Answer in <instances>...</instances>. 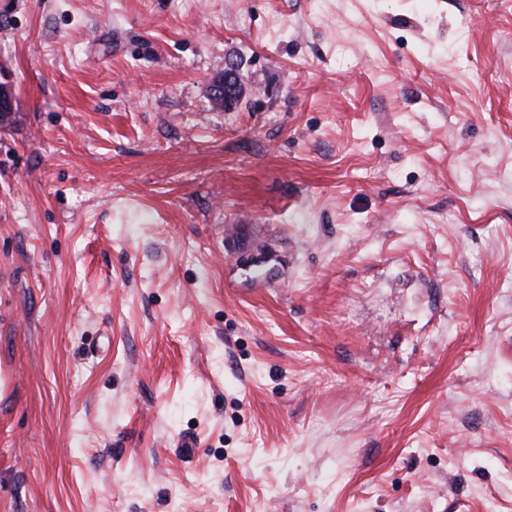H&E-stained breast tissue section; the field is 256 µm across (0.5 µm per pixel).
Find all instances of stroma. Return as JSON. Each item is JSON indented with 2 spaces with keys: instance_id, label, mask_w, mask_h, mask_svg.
Returning <instances> with one entry per match:
<instances>
[{
  "instance_id": "35a3bbf8",
  "label": "stroma",
  "mask_w": 512,
  "mask_h": 512,
  "mask_svg": "<svg viewBox=\"0 0 512 512\" xmlns=\"http://www.w3.org/2000/svg\"><path fill=\"white\" fill-rule=\"evenodd\" d=\"M186 2L0 0V512H512V0ZM235 78V74L232 70H228L224 73V82L215 83L211 87L210 96L212 103L217 107H224L229 109L233 106V91L229 86V82Z\"/></svg>"
}]
</instances>
